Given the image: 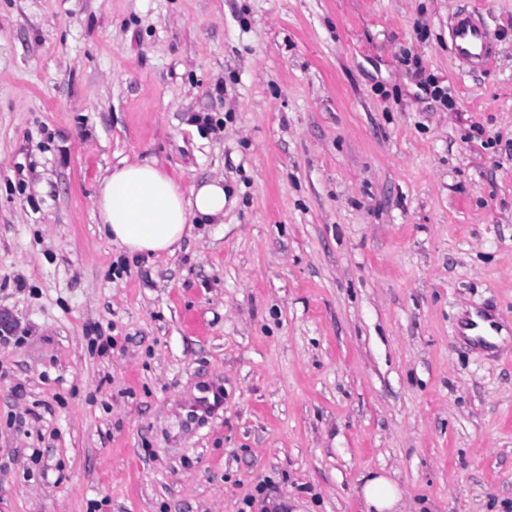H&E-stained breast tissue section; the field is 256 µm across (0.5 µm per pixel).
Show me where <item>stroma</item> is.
Instances as JSON below:
<instances>
[{
	"label": "stroma",
	"instance_id": "obj_1",
	"mask_svg": "<svg viewBox=\"0 0 512 512\" xmlns=\"http://www.w3.org/2000/svg\"><path fill=\"white\" fill-rule=\"evenodd\" d=\"M124 160L223 223L129 257ZM0 316V512H512V0H0ZM451 39L457 57L467 64L485 65L489 61L494 37L479 19L471 15L457 17L452 25ZM364 483L361 494L368 510L374 512H398L402 492L397 485L382 474L369 472L361 478Z\"/></svg>",
	"mask_w": 512,
	"mask_h": 512
}]
</instances>
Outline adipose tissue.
Returning <instances> with one entry per match:
<instances>
[{
	"label": "adipose tissue",
	"instance_id": "ef3b65f1",
	"mask_svg": "<svg viewBox=\"0 0 512 512\" xmlns=\"http://www.w3.org/2000/svg\"><path fill=\"white\" fill-rule=\"evenodd\" d=\"M224 182L214 179L182 192L153 163H126L99 183L95 201L102 230L129 256L174 253L193 223L224 221ZM361 494L369 512H398L402 493L382 474L365 476Z\"/></svg>",
	"mask_w": 512,
	"mask_h": 512
}]
</instances>
